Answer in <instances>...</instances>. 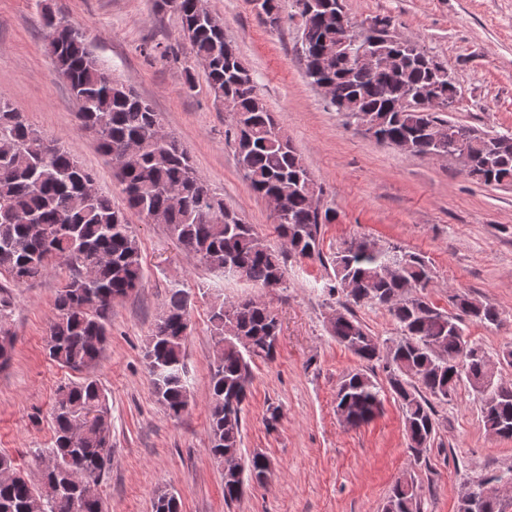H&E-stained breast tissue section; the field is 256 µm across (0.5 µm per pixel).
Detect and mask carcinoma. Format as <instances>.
I'll return each mask as SVG.
<instances>
[{
    "instance_id": "carcinoma-1",
    "label": "carcinoma",
    "mask_w": 512,
    "mask_h": 512,
    "mask_svg": "<svg viewBox=\"0 0 512 512\" xmlns=\"http://www.w3.org/2000/svg\"><path fill=\"white\" fill-rule=\"evenodd\" d=\"M266 19H288V8L301 17L300 50L305 75L313 86L332 89L328 105L367 124L371 135L398 149L424 156L436 153L456 161L461 172L485 185H512V133L481 132L453 121L444 111L425 107L409 112L400 100L412 93L424 102L435 97L456 101L458 78L419 43L379 26L391 17L376 15L353 23L352 34L336 17V0H264ZM160 11L178 15L191 52L204 65L210 91L227 102L224 140L253 191L277 201V232L288 254L272 249L235 211L224 205L194 169L176 137L166 141L154 128L157 113L135 90L113 79L82 32L46 14L53 73L67 80L79 104L83 129L95 134L99 148L117 163L125 207L95 187L94 173L76 154L41 135L22 114L0 98V272L19 287L57 268L67 276L55 300L46 349L59 366L88 371L100 360L112 303L142 286L143 266L126 211L152 224H163L186 254L199 263L237 277L261 290L281 286L286 256L320 255L321 232L335 211L312 204L305 183H315L295 147L283 134L259 94L224 29L206 21V0H155ZM360 37L380 57L394 61L388 71L357 65L346 40ZM368 236L345 241L333 259L329 291L345 293L349 306L330 324V335L360 360L385 359L387 385L403 413L408 448L431 445L436 432L433 401H446L464 384L477 394L485 428L512 439V380L497 376L485 349L466 334V322L494 324L498 309L475 308L466 292L451 296L454 312L440 310L424 294L433 282L429 259L400 244L373 247ZM189 293L169 289L144 358L153 393L167 415L181 418L189 401L185 362L189 330ZM386 310L400 336L383 345L352 307ZM11 301L0 298V371L15 349L9 323ZM209 323L215 339L210 364L209 452H241L243 408L252 383V363L277 355L280 327L276 314L253 298L216 301ZM382 387L363 371L343 377L336 409L357 427L381 411ZM53 440L32 452L35 475L21 472L8 454H0V512H104L98 492L112 462V418L97 380L87 377L58 387L52 408ZM262 455L242 465L237 479L224 480V502L240 499L245 480L265 474ZM53 498L42 496L46 483ZM178 497L166 489L154 512H180ZM384 512H423L414 482H396Z\"/></svg>"
}]
</instances>
